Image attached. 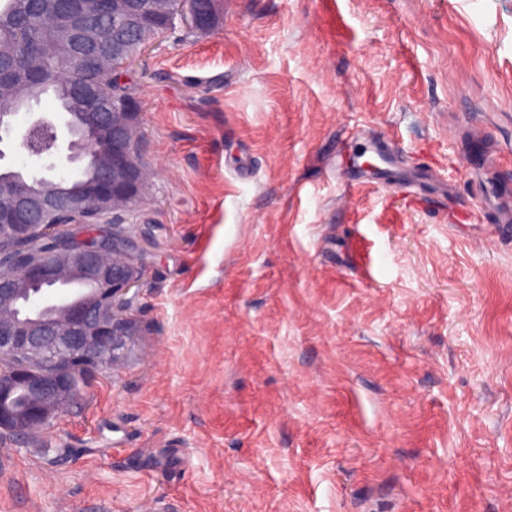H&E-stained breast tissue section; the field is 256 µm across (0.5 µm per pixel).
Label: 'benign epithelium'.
<instances>
[{
    "label": "benign epithelium",
    "mask_w": 512,
    "mask_h": 512,
    "mask_svg": "<svg viewBox=\"0 0 512 512\" xmlns=\"http://www.w3.org/2000/svg\"><path fill=\"white\" fill-rule=\"evenodd\" d=\"M63 5L57 47L74 48L77 65L88 77L72 79L71 94L82 104L83 127L76 131L66 118L37 115L21 134L19 145L29 158L56 166L59 141H67L64 160L83 161L92 168L63 182L0 175V252L5 242H22L35 234L50 239L48 253L29 252L22 260L0 261V430L15 437L47 431L72 403L76 393L70 373L55 370L92 365H118L135 336L131 311L139 300L142 269L134 255L135 241L107 223L115 209L144 198L149 174L136 149L139 113L120 112L110 99L112 74L127 70L137 56L127 54L128 42L143 53L179 20L193 29L201 24L208 0H155L150 14L132 0H100V14L112 20V36L87 24L74 11L78 0ZM104 138L109 150L93 155L78 148V139ZM105 223L103 230L93 225ZM65 280L86 282L91 292L81 302L61 306L47 316L18 315L15 302L37 285L56 286ZM32 405L15 412L7 401L18 386Z\"/></svg>",
    "instance_id": "1"
}]
</instances>
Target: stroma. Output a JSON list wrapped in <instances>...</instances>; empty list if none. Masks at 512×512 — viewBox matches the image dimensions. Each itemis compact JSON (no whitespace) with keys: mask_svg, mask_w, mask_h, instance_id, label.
<instances>
[{"mask_svg":"<svg viewBox=\"0 0 512 512\" xmlns=\"http://www.w3.org/2000/svg\"><path fill=\"white\" fill-rule=\"evenodd\" d=\"M126 80L137 334L0 512H512V0H219Z\"/></svg>","mask_w":512,"mask_h":512,"instance_id":"obj_1","label":"stroma"}]
</instances>
